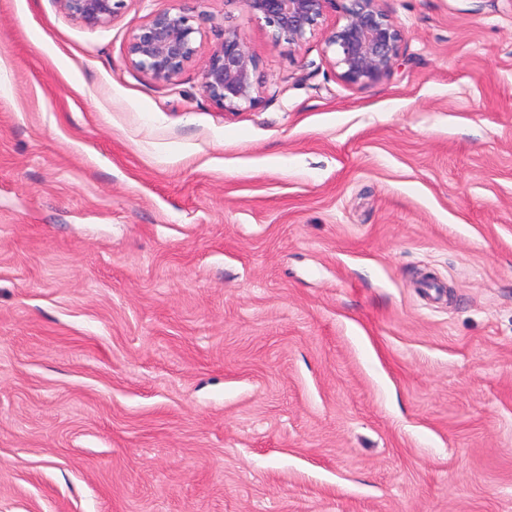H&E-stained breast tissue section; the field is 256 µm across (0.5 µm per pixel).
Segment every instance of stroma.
Wrapping results in <instances>:
<instances>
[{
  "label": "stroma",
  "instance_id": "stroma-1",
  "mask_svg": "<svg viewBox=\"0 0 512 512\" xmlns=\"http://www.w3.org/2000/svg\"><path fill=\"white\" fill-rule=\"evenodd\" d=\"M378 7L359 86L339 8L0 0V512H512V0ZM160 10L201 29L169 84L127 61ZM127 0H61L66 13L88 26L113 20L125 8ZM337 0H243L250 13L273 29L275 42L297 44L320 29ZM345 23L327 38L335 47L344 81L369 85L385 75L398 54L403 35L378 7V0H344ZM257 70L258 62L239 31L227 27L201 71V86L221 109L238 110L243 104L251 106L257 101Z\"/></svg>",
  "mask_w": 512,
  "mask_h": 512
}]
</instances>
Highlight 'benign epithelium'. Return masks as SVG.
Here are the masks:
<instances>
[{"instance_id":"7a95c632","label":"benign epithelium","mask_w":512,"mask_h":512,"mask_svg":"<svg viewBox=\"0 0 512 512\" xmlns=\"http://www.w3.org/2000/svg\"><path fill=\"white\" fill-rule=\"evenodd\" d=\"M66 13L88 26L104 24L126 6V0H61ZM253 15L273 29L276 42L297 44L320 29L336 0H242ZM345 23L335 28L327 44L335 47L341 78L354 85H369L385 75L398 54L403 35L378 7V0H347ZM193 17L168 10L152 14L128 41V62L154 80L170 83L193 62L197 47ZM258 62L239 31L222 30L203 70L201 86L223 110H237L257 101Z\"/></svg>"}]
</instances>
